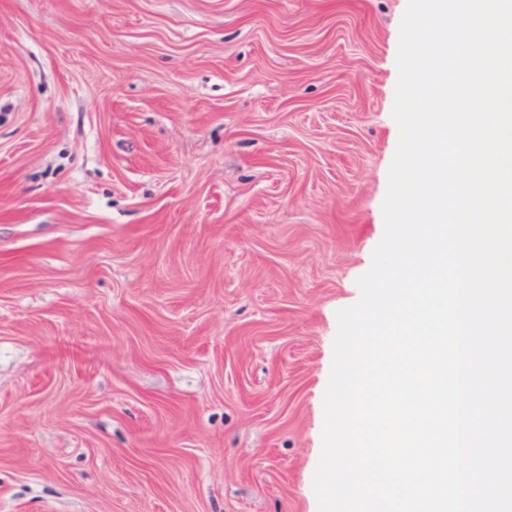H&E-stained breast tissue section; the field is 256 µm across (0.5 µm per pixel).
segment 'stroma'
Listing matches in <instances>:
<instances>
[{"label": "stroma", "mask_w": 512, "mask_h": 512, "mask_svg": "<svg viewBox=\"0 0 512 512\" xmlns=\"http://www.w3.org/2000/svg\"><path fill=\"white\" fill-rule=\"evenodd\" d=\"M407 0H0V512H319Z\"/></svg>", "instance_id": "1"}]
</instances>
